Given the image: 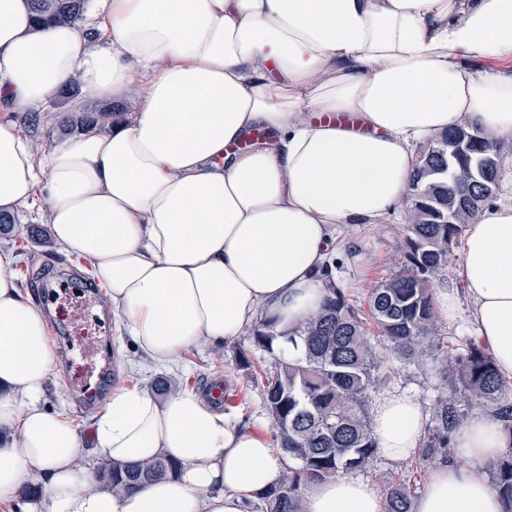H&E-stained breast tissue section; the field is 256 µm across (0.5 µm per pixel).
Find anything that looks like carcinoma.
Instances as JSON below:
<instances>
[{"label":"carcinoma","instance_id":"cac0c4a2","mask_svg":"<svg viewBox=\"0 0 512 512\" xmlns=\"http://www.w3.org/2000/svg\"><path fill=\"white\" fill-rule=\"evenodd\" d=\"M88 0H32L39 26L76 28ZM110 108L76 112L63 121L74 132L95 133L112 124ZM475 128L460 124L435 136L417 159L405 213L402 270L373 288L368 301L374 330L366 328L361 309L339 285L329 288L322 309L292 331H276L265 320L251 331V349L237 352V366L265 375L263 407L273 428L275 447L294 462L281 483L253 504V512H301L308 483L367 465L378 454L372 438L368 403L379 383L376 371L394 356L422 363L438 351L431 287L448 263L463 227L495 192L503 160L501 146L477 140L463 154L451 151L452 138ZM302 341L298 357L286 344ZM273 356L265 369L256 353ZM448 388L439 397L434 426L424 436L419 465L451 454L452 432L462 423L465 406H483L512 439V394L499 380L491 354L475 338L451 355L441 356ZM165 457L127 466L111 465L102 479L114 492L137 489L172 473ZM493 485L512 512V450L492 464ZM407 487L392 485L386 512H411Z\"/></svg>","mask_w":512,"mask_h":512}]
</instances>
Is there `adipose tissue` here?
<instances>
[{
	"mask_svg": "<svg viewBox=\"0 0 512 512\" xmlns=\"http://www.w3.org/2000/svg\"><path fill=\"white\" fill-rule=\"evenodd\" d=\"M94 26L34 29L30 0H0V212L50 203L54 241L86 259L122 331L152 363L225 345L262 319L291 329L321 308L341 224H382L408 194L413 147L461 123L512 139V0H100ZM474 68H467L465 60ZM79 79L138 103L110 129L37 153L8 112L47 111ZM470 302L477 338L512 385V200L467 224L455 276L433 304ZM58 368L43 311L0 248V512H245L282 478L268 436L198 392L113 391L87 451L46 408ZM383 456L420 446L419 402L371 412ZM512 446L491 413L453 434L413 512H504L486 464ZM158 456L175 473L130 492L98 460ZM302 512H384L365 481L310 484Z\"/></svg>",
	"mask_w": 512,
	"mask_h": 512,
	"instance_id": "1",
	"label": "adipose tissue"
}]
</instances>
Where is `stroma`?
<instances>
[{
  "label": "stroma",
  "mask_w": 512,
  "mask_h": 512,
  "mask_svg": "<svg viewBox=\"0 0 512 512\" xmlns=\"http://www.w3.org/2000/svg\"><path fill=\"white\" fill-rule=\"evenodd\" d=\"M102 106V101L83 91L76 98L56 101L37 127H29L26 113H16L15 118L20 129L28 132L38 151L43 153L59 141V122L68 111ZM405 211V205L401 204L386 223L339 227L334 256L336 279L355 304L366 305L372 288L399 271ZM18 217L11 234H0V244L12 247L19 257V283L24 293L35 295L44 278L55 268L78 278H89L87 260L56 244L41 243L42 231L49 223L47 201L40 200L22 209ZM249 345L245 336L221 347L201 345L186 352L179 365L156 368L139 353L130 337L116 335L112 338V349L119 356L120 367L115 383L119 386L136 384L150 390L158 379L164 378L179 382L181 388L198 391L207 380L222 379L225 413L252 430L267 434L271 424L263 408V382L247 377L236 365L238 349ZM378 376L380 382L371 392V399H378L387 392H403L421 402L427 417L435 416L438 397L446 387L440 363L429 359L414 364L393 358L381 365ZM46 402L50 408L67 412L80 425L84 439H91L94 416L76 407L65 370H58L52 378ZM356 475L383 496L391 485L402 480L410 481L417 490H424L427 472L419 468L417 458L392 461L379 454L368 465L357 469Z\"/></svg>",
  "instance_id": "obj_1"
}]
</instances>
